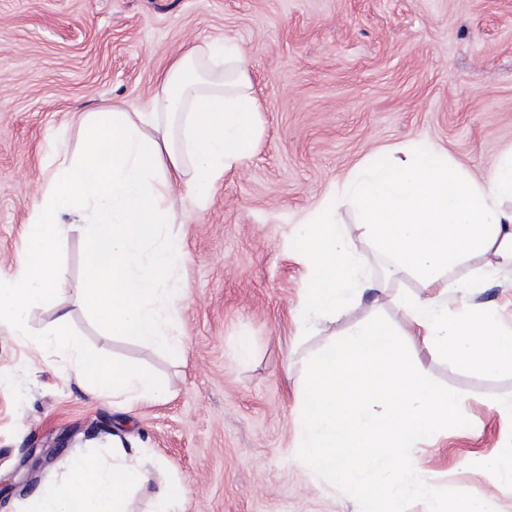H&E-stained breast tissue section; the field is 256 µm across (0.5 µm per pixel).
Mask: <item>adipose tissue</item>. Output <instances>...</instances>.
<instances>
[{
	"label": "adipose tissue",
	"instance_id": "ef3b65f1",
	"mask_svg": "<svg viewBox=\"0 0 512 512\" xmlns=\"http://www.w3.org/2000/svg\"><path fill=\"white\" fill-rule=\"evenodd\" d=\"M80 125L81 148L56 149L46 159L49 177L25 222L24 247L11 273L0 276V328L26 334L36 312L57 308L37 343L62 359L67 376L97 395L157 399L167 392L160 381L89 351L64 307L77 296L113 334L178 351L168 327L190 291L171 284L183 255L157 200L177 187L205 202L224 172L253 151L259 108L242 49L231 38L191 45L159 74L143 109L103 106L82 112ZM508 198L512 152L478 180L415 145L379 155L302 220V327L363 295L357 239L381 249L387 275L412 274L424 288L397 303L405 330L380 320L352 323L307 364L295 451L310 478L348 486L369 512H402L408 497L423 499L427 512H488L483 499L438 493L415 463L414 450L458 426L461 411L456 395L418 371L408 345L415 335L458 367L512 373V326L497 307L450 304L512 271ZM349 199L361 206L352 231L336 221L337 202ZM75 224L88 231V253L73 283L57 252ZM474 259L473 276H455ZM153 467L148 458L128 463L122 451L108 461L73 456L63 476L39 484L26 512H127L130 492L150 482Z\"/></svg>",
	"mask_w": 512,
	"mask_h": 512
}]
</instances>
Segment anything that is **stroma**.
I'll return each mask as SVG.
<instances>
[{
    "label": "stroma",
    "instance_id": "obj_1",
    "mask_svg": "<svg viewBox=\"0 0 512 512\" xmlns=\"http://www.w3.org/2000/svg\"><path fill=\"white\" fill-rule=\"evenodd\" d=\"M235 39L245 51L261 136L244 163L196 204L180 192L160 206L186 255L176 283L190 299L169 327L171 354L103 330L70 301V325L98 356L164 381L157 400L97 397L63 374L35 335L0 329V479L25 448L53 449L39 479L78 454L149 455L130 512H149L158 485L184 490L178 512H358L343 486L310 479L293 449L307 359L350 323L396 317L412 275L384 279L386 260L356 243L370 284L352 306L301 331L306 268L294 246L302 218L381 152L426 142L483 178L512 151V0H0V273L57 140L82 143L77 114L153 93L158 72L189 44ZM412 357L457 395L462 424L415 452L441 491L480 496L512 512V480L482 476L512 441V374L483 376L415 344Z\"/></svg>",
    "mask_w": 512,
    "mask_h": 512
}]
</instances>
